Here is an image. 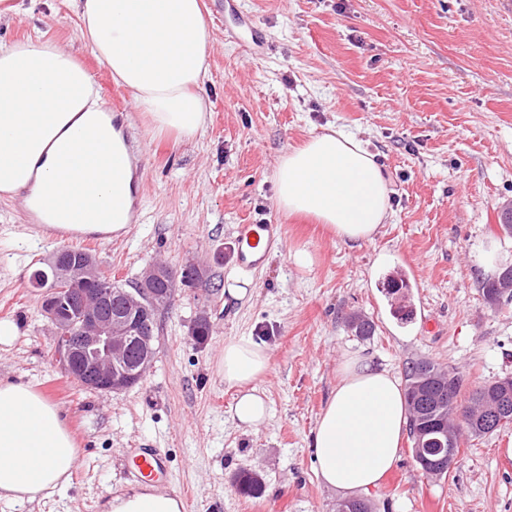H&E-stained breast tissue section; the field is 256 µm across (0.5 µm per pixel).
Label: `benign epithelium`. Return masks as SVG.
Here are the masks:
<instances>
[{
  "label": "benign epithelium",
  "mask_w": 512,
  "mask_h": 512,
  "mask_svg": "<svg viewBox=\"0 0 512 512\" xmlns=\"http://www.w3.org/2000/svg\"><path fill=\"white\" fill-rule=\"evenodd\" d=\"M55 279L47 287L43 311L55 330L54 355L67 375L84 387L120 392L139 383L153 363L154 331L172 291L160 296L155 285L199 284L197 268L175 271L166 262L147 265L134 288L115 289L96 259L62 248L51 260Z\"/></svg>",
  "instance_id": "obj_1"
}]
</instances>
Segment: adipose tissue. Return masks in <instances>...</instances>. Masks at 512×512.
<instances>
[{
  "instance_id": "ef3b65f1",
  "label": "adipose tissue",
  "mask_w": 512,
  "mask_h": 512,
  "mask_svg": "<svg viewBox=\"0 0 512 512\" xmlns=\"http://www.w3.org/2000/svg\"><path fill=\"white\" fill-rule=\"evenodd\" d=\"M80 33L112 78L133 92L154 136L194 139L206 124L211 32L202 0H73ZM86 69L49 41L0 48V194L68 238L129 230L136 185L128 148ZM278 208L327 225L343 243L372 241L390 212L382 168L355 138L332 132L280 156ZM271 356L252 337L226 341L216 368L237 387L233 417L252 431L268 405L257 387ZM409 421L399 378L356 356L313 430L326 488L356 496L399 459ZM78 450L60 410L29 384L0 379V503L41 502L68 486Z\"/></svg>"
}]
</instances>
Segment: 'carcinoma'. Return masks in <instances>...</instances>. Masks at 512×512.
Returning <instances> with one entry per match:
<instances>
[{"instance_id": "cac0c4a2", "label": "carcinoma", "mask_w": 512, "mask_h": 512, "mask_svg": "<svg viewBox=\"0 0 512 512\" xmlns=\"http://www.w3.org/2000/svg\"><path fill=\"white\" fill-rule=\"evenodd\" d=\"M482 295L487 305L501 303L503 298L512 299V268L503 269L497 277L482 283ZM349 324L355 334L368 338L374 333V323L366 316H353ZM442 370L428 359L412 361L405 368V394L409 411V434L420 432L431 440L425 454L417 463L426 468L448 453V439L440 434L445 428L452 432L454 402L464 386V376L448 370V377L438 380L434 372ZM507 378L476 389L466 407L469 423L467 432L472 437H482L507 428L512 423V384L504 386ZM239 491L255 497L262 493V481L255 473L241 472L235 478Z\"/></svg>"}]
</instances>
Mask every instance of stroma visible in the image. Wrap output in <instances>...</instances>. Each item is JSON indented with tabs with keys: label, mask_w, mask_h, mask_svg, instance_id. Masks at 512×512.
Instances as JSON below:
<instances>
[{
	"label": "stroma",
	"mask_w": 512,
	"mask_h": 512,
	"mask_svg": "<svg viewBox=\"0 0 512 512\" xmlns=\"http://www.w3.org/2000/svg\"><path fill=\"white\" fill-rule=\"evenodd\" d=\"M0 46L31 38L71 52L108 111L128 120L142 185L129 233L103 242L46 237L0 195V319L19 336L0 345V378L24 382L55 402L78 459L59 496L12 512H109L131 488L125 448H163L186 512H336L341 495L318 480L315 422L353 355L403 376L429 359L463 374L460 401L512 377V300L489 308L481 284L512 266V235L500 229L512 202V9L504 0H203L212 33L207 126L189 141L155 138L128 90L115 84L80 34L71 0H12ZM271 48L255 56L252 34ZM355 137L382 167L391 214L373 241L352 248L324 225L279 211L278 157L311 135ZM284 225L280 249L252 270L234 251L239 224ZM89 251L104 274L129 288L147 263L199 267L197 288L175 282L161 311L157 353L146 377L121 393L78 386L52 350L42 294L29 277L65 247ZM309 252L311 264L293 254ZM407 276L410 319L387 294ZM208 313L212 334L189 328ZM369 317L373 336L348 327ZM250 336L270 352L258 386L269 405L254 432L232 417L236 388L216 369L227 340ZM258 473L249 497L234 478ZM388 482L364 499L372 512H512V427L463 436L447 476H426L404 438Z\"/></svg>",
	"instance_id": "stroma-1"
}]
</instances>
